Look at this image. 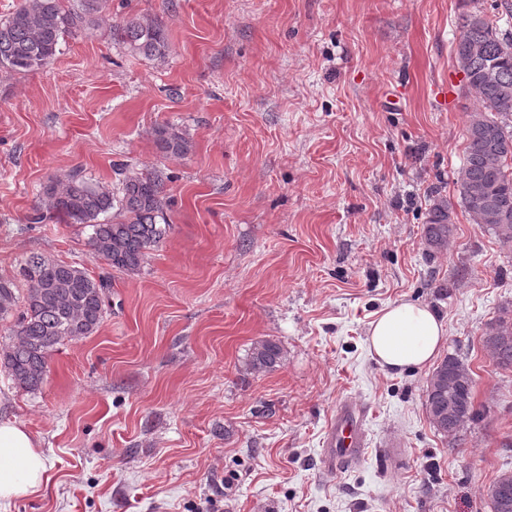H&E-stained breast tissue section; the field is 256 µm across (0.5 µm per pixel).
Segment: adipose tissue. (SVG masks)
I'll return each mask as SVG.
<instances>
[{
  "label": "adipose tissue",
  "mask_w": 512,
  "mask_h": 512,
  "mask_svg": "<svg viewBox=\"0 0 512 512\" xmlns=\"http://www.w3.org/2000/svg\"><path fill=\"white\" fill-rule=\"evenodd\" d=\"M445 335L442 319L429 305L402 299L371 321L368 346L381 368L399 373L428 366ZM47 471V459L27 426L0 421V502L40 493Z\"/></svg>",
  "instance_id": "obj_1"
}]
</instances>
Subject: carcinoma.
Returning a JSON list of instances; mask_svg holds the SVG:
<instances>
[{
    "label": "carcinoma",
    "mask_w": 512,
    "mask_h": 512,
    "mask_svg": "<svg viewBox=\"0 0 512 512\" xmlns=\"http://www.w3.org/2000/svg\"><path fill=\"white\" fill-rule=\"evenodd\" d=\"M103 0H77L64 7L61 0H25V4L0 18V67L14 72L47 68L60 54L66 36L88 27ZM454 42V59L465 73V86L479 106L465 129L464 158L459 175L460 203L465 211L505 244H512V33L502 30L479 11L462 15ZM112 39L145 58H163L168 42L161 22L149 15L127 17L112 25ZM159 149L184 156L190 143L178 128L162 125L155 130ZM168 202L161 171L132 172L121 182L120 195L72 173L45 190L41 205L28 216L32 224L60 218L66 224L91 228L92 253L111 268L138 274L148 251L168 234ZM118 209L122 218L105 222L99 217ZM453 204L437 203L425 225L426 244L439 252L453 235ZM108 282L73 264L32 255L19 267L18 276H0V320L16 316L8 342L0 345V362L13 383L37 391L47 374L50 354L65 340L93 334L103 321ZM23 310L15 312L18 302ZM494 336H512V318L504 314L486 332L485 344L501 366L512 365V344L492 343ZM285 359L283 348L271 339L253 343L246 368L272 371ZM464 364L451 354L428 378L425 406L432 411L448 405V395L465 400L470 415H477L473 379L452 387L453 370Z\"/></svg>",
    "instance_id": "carcinoma-1"
}]
</instances>
